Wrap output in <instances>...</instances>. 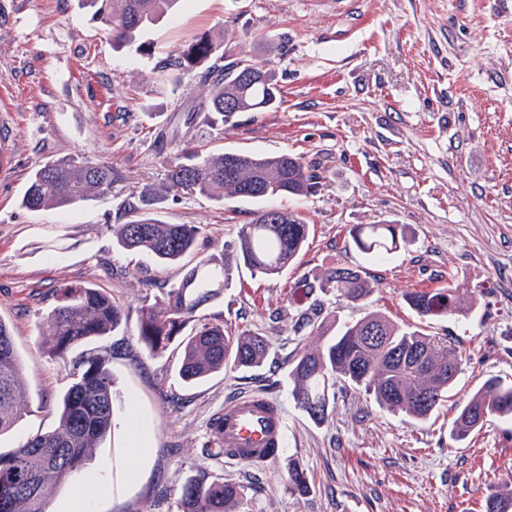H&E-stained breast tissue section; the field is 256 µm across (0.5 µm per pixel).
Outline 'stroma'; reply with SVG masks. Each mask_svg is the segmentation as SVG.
<instances>
[{
	"label": "stroma",
	"instance_id": "1",
	"mask_svg": "<svg viewBox=\"0 0 512 512\" xmlns=\"http://www.w3.org/2000/svg\"><path fill=\"white\" fill-rule=\"evenodd\" d=\"M205 32L224 33L232 58L263 62L278 108L238 113L229 129L202 109L195 79L170 63ZM143 39L149 55L113 51L78 0H0V135L14 149L12 169L0 174V316L13 325L29 402L0 436V452L53 424L70 376L45 354L41 319L58 289L93 282L127 314L110 338L114 425L91 464L95 512H178L191 478L241 485L255 512H483L485 496L512 476V421L489 416L463 441L451 422L455 402L487 378L512 381V0H184ZM184 147L290 153L320 176L310 195L277 201L309 226L295 263L274 278L233 273L199 310L228 329H263L270 357L192 387L177 374L179 351L152 359L137 341L141 308L186 266L119 252L110 230L128 200L165 182ZM66 156L110 163L111 193L68 211L22 208L29 173ZM253 209L184 191L158 217L199 225V257L220 260L233 257ZM388 221L403 225L407 243L370 261L351 231ZM356 266L373 288L368 310L448 338L465 357L450 401L426 422L380 410L342 382L325 422L292 400L284 362L309 338L294 333L288 297L303 280ZM448 285L475 291L466 315L426 321L405 301ZM252 393L286 419L285 447L258 467L226 459L208 430L227 398ZM135 412L150 432L134 459ZM293 460L307 494L288 488Z\"/></svg>",
	"mask_w": 512,
	"mask_h": 512
}]
</instances>
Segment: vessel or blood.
<instances>
[{
    "label": "vessel or blood",
    "mask_w": 512,
    "mask_h": 512,
    "mask_svg": "<svg viewBox=\"0 0 512 512\" xmlns=\"http://www.w3.org/2000/svg\"><path fill=\"white\" fill-rule=\"evenodd\" d=\"M210 433L226 458L258 459L284 446L286 425L276 402L252 394L226 401L211 421Z\"/></svg>",
    "instance_id": "b4317fda"
}]
</instances>
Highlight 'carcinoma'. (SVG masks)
Masks as SVG:
<instances>
[{
  "mask_svg": "<svg viewBox=\"0 0 512 512\" xmlns=\"http://www.w3.org/2000/svg\"><path fill=\"white\" fill-rule=\"evenodd\" d=\"M91 19L100 22L115 49L132 48L148 55L143 31L163 17L176 14L183 0H83ZM224 56V40L207 33L193 37L177 61L182 74L205 69L208 92L202 105L229 123L238 112H265L280 104L274 77L259 62H242L217 70L208 63ZM112 166L82 157L47 161L27 181L21 206L29 211L63 209L102 198L112 191ZM317 176L292 154L273 156L236 152L215 153L199 161L170 162L162 190H145L124 206L126 221L114 224L112 245L120 252L143 253L162 265L180 264L198 246L196 224H166L156 217L157 205L170 194L190 190L221 202H255L250 223L238 235L236 266L250 275L273 277L294 263L308 238V225L295 213L269 201L303 197L313 192ZM356 248L382 261L406 242L398 224H359L352 230ZM232 279V266L201 259L153 305L140 311L137 338L151 357L170 346L181 349L180 378L201 382L230 367L260 366L272 347L269 336L250 329L228 332L222 323L195 322L197 311L221 296ZM328 286L360 311L340 325L333 336L300 314L293 331L309 330L314 342L288 359V378L295 405L322 423L335 408L336 383L348 382L388 411L422 421L448 401L461 372L462 352L418 330H407L381 312L364 311L372 292L358 269L337 267L319 282L301 285L309 300ZM406 303L419 318L441 320L466 311L458 289L450 286L414 291ZM124 306L97 284L62 288L58 303L42 323L45 352L66 360L74 351L72 384L56 402L55 423L26 438L7 454L0 453V512H44L43 501L56 487L84 472L95 449L110 435L114 418L112 347L87 348L126 326ZM23 363L11 324L0 316V436L10 432L26 408ZM490 415L512 417V384L488 378L469 397L456 404L452 435L466 439L481 429ZM291 490L309 491L306 471L288 464ZM484 512H512V489L496 490L484 500ZM180 512H253L244 488L236 483H205L189 479L179 497Z\"/></svg>",
  "mask_w": 512,
  "mask_h": 512,
  "instance_id": "carcinoma-1",
  "label": "carcinoma"
}]
</instances>
